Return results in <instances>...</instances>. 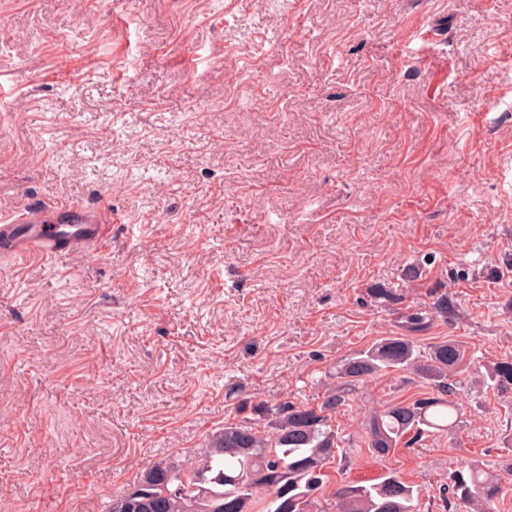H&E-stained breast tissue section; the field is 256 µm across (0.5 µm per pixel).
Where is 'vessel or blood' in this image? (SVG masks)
<instances>
[{
    "label": "vessel or blood",
    "mask_w": 512,
    "mask_h": 512,
    "mask_svg": "<svg viewBox=\"0 0 512 512\" xmlns=\"http://www.w3.org/2000/svg\"><path fill=\"white\" fill-rule=\"evenodd\" d=\"M111 242L112 210L105 204L54 202L0 218L1 265L25 257L55 259L77 250L97 256Z\"/></svg>",
    "instance_id": "vessel-or-blood-1"
}]
</instances>
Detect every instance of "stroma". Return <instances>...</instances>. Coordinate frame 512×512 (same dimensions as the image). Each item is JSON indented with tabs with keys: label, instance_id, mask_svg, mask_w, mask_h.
Masks as SVG:
<instances>
[{
	"label": "stroma",
	"instance_id": "stroma-1",
	"mask_svg": "<svg viewBox=\"0 0 512 512\" xmlns=\"http://www.w3.org/2000/svg\"><path fill=\"white\" fill-rule=\"evenodd\" d=\"M110 204L105 253L0 269V512H105L243 403H311L403 332L461 341L458 429L379 457L378 376L335 415L340 480L417 512L512 462V0H0V215ZM375 288L400 299L377 303ZM487 379L490 380L491 385L498 390L507 391L512 389V360L505 359L498 362L491 369L488 370V376L483 381L488 384Z\"/></svg>",
	"mask_w": 512,
	"mask_h": 512
}]
</instances>
